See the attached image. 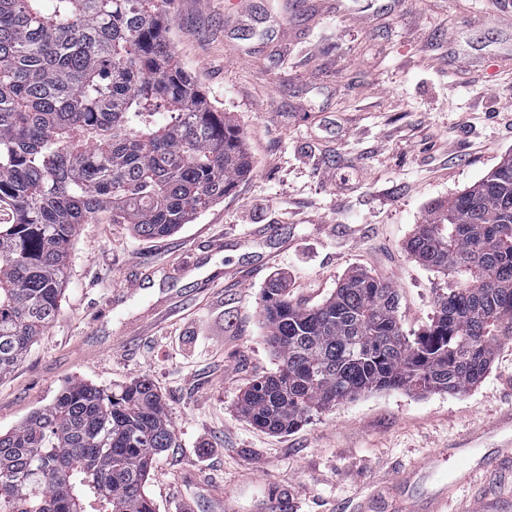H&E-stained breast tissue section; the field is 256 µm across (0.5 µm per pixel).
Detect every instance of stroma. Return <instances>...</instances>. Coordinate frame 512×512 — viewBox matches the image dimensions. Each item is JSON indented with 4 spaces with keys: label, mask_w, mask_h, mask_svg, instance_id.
<instances>
[{
    "label": "stroma",
    "mask_w": 512,
    "mask_h": 512,
    "mask_svg": "<svg viewBox=\"0 0 512 512\" xmlns=\"http://www.w3.org/2000/svg\"><path fill=\"white\" fill-rule=\"evenodd\" d=\"M512 0H172L171 36L210 101L243 133L253 168L170 236L81 225L61 308L0 378V432L74 379L151 381L175 429L145 491L155 512H402L448 476L400 472L512 406V343L460 395L366 393L288 433L239 411L241 389L279 370L261 309L270 279L319 305L351 271L388 282L407 335L429 324L449 278L406 251L430 204L478 184L512 154ZM273 237L246 242L255 229ZM290 247L265 264L279 240ZM249 271L242 287L228 271ZM512 512V468L462 487Z\"/></svg>",
    "instance_id": "1"
}]
</instances>
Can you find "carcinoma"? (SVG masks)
<instances>
[{
  "mask_svg": "<svg viewBox=\"0 0 512 512\" xmlns=\"http://www.w3.org/2000/svg\"><path fill=\"white\" fill-rule=\"evenodd\" d=\"M171 0H0V376L60 308L80 225L161 238L224 201L251 160L169 37ZM407 252L460 282L418 336L390 284L353 271L313 308L277 282L262 317L281 368L239 402L270 433L372 391L466 393L512 343V155L429 207ZM175 431L148 380H71L0 434V512H154L145 483Z\"/></svg>",
  "mask_w": 512,
  "mask_h": 512,
  "instance_id": "1",
  "label": "carcinoma"
}]
</instances>
